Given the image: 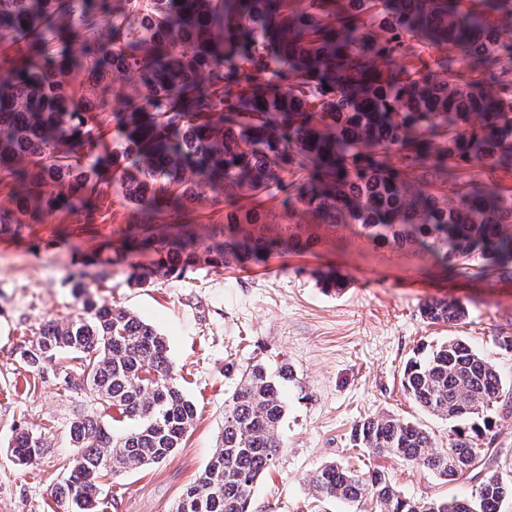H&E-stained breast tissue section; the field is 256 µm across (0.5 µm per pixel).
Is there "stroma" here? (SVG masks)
<instances>
[{
	"instance_id": "stroma-1",
	"label": "stroma",
	"mask_w": 512,
	"mask_h": 512,
	"mask_svg": "<svg viewBox=\"0 0 512 512\" xmlns=\"http://www.w3.org/2000/svg\"><path fill=\"white\" fill-rule=\"evenodd\" d=\"M102 220L78 223L56 213L22 237L0 235V512H62L54 498L77 455L70 425L95 403L68 388L61 373L39 376L20 353L49 321L66 319L77 303L69 276L104 248L119 246L136 220L115 187L102 200ZM332 268L346 280L339 293L316 286L314 270ZM98 301L129 310L166 339L178 384L197 407L193 430L167 460L101 480L98 512H171L217 448L224 399L237 378L230 364L258 359L288 363L294 378L282 392L288 411L274 466L252 491V512H358L336 500L317 501L311 474L331 462L384 471L400 493L467 496L471 487L442 483L430 472L352 446V432L382 412L425 425L437 444L446 421L432 417L404 392L406 363L422 347L457 338L495 362L512 379V354L496 347L512 335V280L448 276L422 253L398 250L338 225L321 232L313 251L271 256L244 267L213 268L147 287L130 285L113 266L93 285ZM459 300L467 315L430 324L423 302ZM41 436L39 457L14 463L19 432Z\"/></svg>"
}]
</instances>
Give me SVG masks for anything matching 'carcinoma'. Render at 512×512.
I'll return each mask as SVG.
<instances>
[{
    "label": "carcinoma",
    "instance_id": "cac0c4a2",
    "mask_svg": "<svg viewBox=\"0 0 512 512\" xmlns=\"http://www.w3.org/2000/svg\"><path fill=\"white\" fill-rule=\"evenodd\" d=\"M511 14L512 0H0V190L12 198L0 203V235L22 236L40 212L96 223L99 205L83 201L104 195L106 168L139 222L123 251L92 260L100 280L125 264L144 287L310 250L314 225L290 223L301 206L325 226L356 224L427 252L452 273L511 279L512 193L460 174L512 168V36L498 24ZM448 45L462 60L425 51ZM110 126L121 149L102 154ZM208 189L224 196V223L202 241L192 214ZM447 192L456 206L442 204ZM312 277L327 292L343 287L332 269ZM73 291L81 309L44 325L21 359L41 374L77 362L65 382L131 423L122 435L94 412L72 423L78 453L56 500L63 512H97L99 479L166 460L197 409L160 333L97 302L82 279ZM466 313L452 300L421 308L431 322ZM237 374L222 444L175 512H251V491L274 464L288 367L251 361ZM402 384L450 424L448 445L381 413L357 425L353 446L475 491L406 498L384 472L337 462L314 472L312 490L371 502L370 512H501L512 463L488 432L497 411L512 413V385L496 364L449 339L418 352ZM42 447L22 432L12 455L30 464Z\"/></svg>",
    "mask_w": 512,
    "mask_h": 512
}]
</instances>
